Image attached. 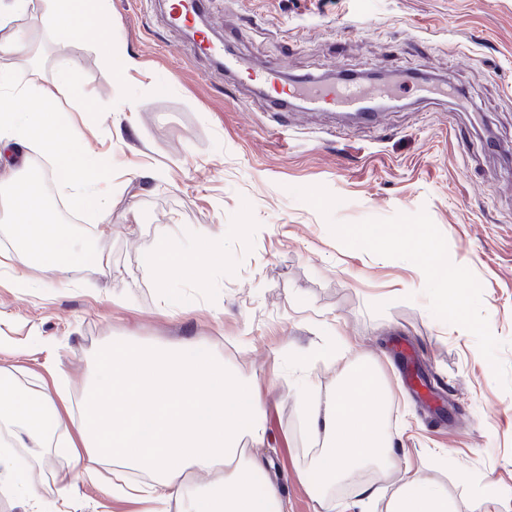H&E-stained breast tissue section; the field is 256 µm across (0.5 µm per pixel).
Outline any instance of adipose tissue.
Listing matches in <instances>:
<instances>
[{"instance_id": "obj_1", "label": "adipose tissue", "mask_w": 512, "mask_h": 512, "mask_svg": "<svg viewBox=\"0 0 512 512\" xmlns=\"http://www.w3.org/2000/svg\"><path fill=\"white\" fill-rule=\"evenodd\" d=\"M28 4L0 0V29L11 30L0 39L1 57L31 54L27 32L12 26ZM64 90L81 103L83 93L70 71L50 82L29 73L0 72V157L37 146L60 175L72 205L92 210L103 221L115 191L100 159L72 152L74 132L59 100ZM44 183L43 168L30 165L10 199L11 247L0 252V270L21 292L68 286L70 273L91 257L87 244L46 222ZM223 251V243L211 239L196 240L188 248L169 237L146 251L142 262L154 276L162 304L183 312L186 304L168 292V283L176 278L205 283L209 268L201 253ZM33 267L40 277L30 275ZM382 394L377 370L362 362L328 398L303 399L306 432L320 447L315 469L323 486L362 469L374 475L342 502L317 494L324 512H370L378 499L377 482L389 477L396 441L385 424ZM264 406L259 383L230 375L223 360L192 342L147 346L128 336L116 340L98 359L94 385L81 400L76 434L62 441L72 467L57 497L66 500L75 485L92 480L83 459L94 456L123 470L147 472L148 482L123 483L118 494L153 504V512H166L172 502L177 512H288L279 487L262 479ZM71 409V398L61 388L32 390L15 381L8 368H0V494L20 501L24 512H43V498L36 485L17 480L14 451L47 442ZM446 462V453L440 452L407 468L385 512H454L447 493L428 476Z\"/></svg>"}]
</instances>
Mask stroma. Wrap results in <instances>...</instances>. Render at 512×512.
<instances>
[{
	"label": "stroma",
	"instance_id": "stroma-1",
	"mask_svg": "<svg viewBox=\"0 0 512 512\" xmlns=\"http://www.w3.org/2000/svg\"><path fill=\"white\" fill-rule=\"evenodd\" d=\"M42 9L34 0L15 20L39 57L34 76L72 71L85 93L73 146L108 159L116 187L106 222L78 210L67 229L96 232L109 268L93 259L70 286L27 295L0 284V366L16 367L26 387L56 381L77 399L113 338L192 340L236 377L270 387L268 475L290 512H323L301 478L313 449L289 364L340 334L350 350L315 366L313 393L325 397L359 361L376 365L385 421L399 435L389 485L444 449L437 480L456 512H471L486 484L495 494L484 512H512V158L482 146L492 136L512 148V0H209L206 25L256 68H423L464 94L427 106L405 85L402 108L373 129L270 111L195 54L161 0H108L112 37L139 64L121 82L118 60L104 61L93 40L74 45ZM156 169L164 180L151 178ZM405 224L461 275L460 313L439 307V283L409 253L343 233L372 226L393 236ZM166 236L224 243L205 285H172L192 306L183 316L163 310L141 264ZM408 359L426 398L403 382ZM22 454L55 512H142L116 495L108 465L62 503L65 449Z\"/></svg>",
	"mask_w": 512,
	"mask_h": 512
}]
</instances>
